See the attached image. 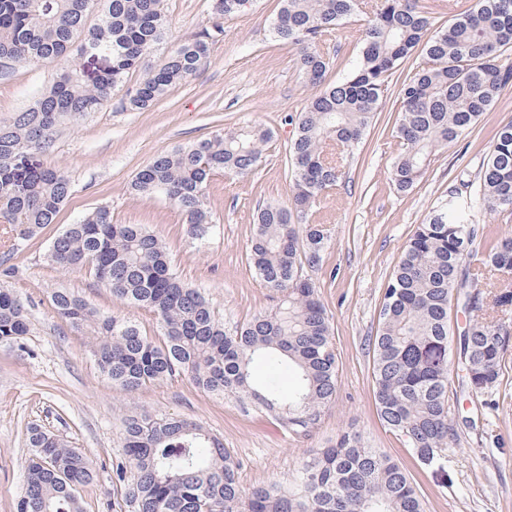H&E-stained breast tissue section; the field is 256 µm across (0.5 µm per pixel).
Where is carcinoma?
<instances>
[{
	"mask_svg": "<svg viewBox=\"0 0 512 512\" xmlns=\"http://www.w3.org/2000/svg\"><path fill=\"white\" fill-rule=\"evenodd\" d=\"M248 0H215L217 22L170 47L163 64L143 69L146 55L167 37L163 0H0V63L10 66L93 57L105 62L92 79L70 67L26 110L0 120V223L29 239L57 223L71 183L45 155L56 126L99 111L122 93L145 111L172 86L192 77L209 52L220 20ZM357 8L356 0H282L272 32L295 45L301 70L317 92L297 121L288 150L292 193L257 210L249 257L276 298L268 311L239 325L215 317L209 299L173 272L162 240L143 224H114L98 207L67 225L48 258L63 270H85L127 306L149 312L156 336L121 315L102 316L74 293L51 295L57 317L92 345L101 373L135 395L149 385L187 376L199 388L232 397L244 409L272 416L294 439L321 423L337 389L338 356L332 325L305 275L328 241L317 201L342 180L345 158L363 139L388 90L389 78L419 45L426 61L400 88V118L391 131L399 152L390 180L400 194L413 190L437 147L454 143L512 84V0H476L453 24L433 29L421 0H376L363 29L361 57L341 82L328 84L329 60L316 41ZM97 22L89 27V14ZM270 133L254 124L226 129L189 147L156 154L130 183V193H164L185 216L192 235L208 236L203 207L214 176L247 177L262 161ZM479 193L468 201L451 191L405 245L393 268L370 341L376 409L386 431L404 439L417 460L434 463L460 438L450 417L452 384L482 395L498 382L512 345V236L485 239L469 221L476 207L512 211V122L498 128L481 166ZM469 316L454 331L449 310ZM20 300L0 290V343L27 335ZM272 373L284 368L295 384L252 378L254 361ZM124 461L112 470L132 512H424L412 474L379 448L345 430L334 444L304 458L288 487L247 489L239 464L223 442L178 417L132 411L124 421ZM35 449L26 468L17 512H82L78 490L95 480L93 461L60 436L31 427Z\"/></svg>",
	"mask_w": 512,
	"mask_h": 512,
	"instance_id": "cac0c4a2",
	"label": "carcinoma"
}]
</instances>
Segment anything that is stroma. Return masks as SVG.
<instances>
[{
    "instance_id": "1",
    "label": "stroma",
    "mask_w": 512,
    "mask_h": 512,
    "mask_svg": "<svg viewBox=\"0 0 512 512\" xmlns=\"http://www.w3.org/2000/svg\"><path fill=\"white\" fill-rule=\"evenodd\" d=\"M280 0H251L224 19L198 72L171 87L149 111L131 110L112 97L100 111L58 126L45 157L71 181L58 221L28 241L0 224V259L14 277L0 276V290L23 303L30 331L20 342L0 344V512H16L25 491V465L33 456L26 429L38 424L89 455L97 478L80 488L83 512H117L121 500L112 467L123 458L122 424L132 410L189 418L218 437L240 464L244 486L287 484L313 449L346 429L397 460L414 477L426 512H512V348L504 355L494 410L471 391L451 404V417L476 420L460 441L431 465L420 464L402 439L386 432L376 411L369 374V340L393 267L419 224L448 191L467 182L476 193L478 172L496 130L512 121V86L458 142L436 148L420 182L397 193L389 164L390 137L399 119L398 91L422 60L414 54L390 78L373 124L344 164V178L321 202L330 237L319 265L308 275L331 318L339 358L336 398L319 427L302 440L234 400L197 388L189 378L148 387L128 396L100 372L86 339L53 312L50 295L74 292L99 313L136 320L156 334L153 317L133 310L97 286L85 271H65L47 259L63 227L105 206L118 224H143L165 244L181 280L204 291L217 316L244 323L272 302L248 258L253 215L259 204L287 201L291 181L286 153L296 122L314 89L306 83L297 49L277 39L271 23ZM169 41L211 27L213 0H164ZM362 26L350 18L323 37L330 58L328 82L345 78L357 60ZM61 63L16 66L0 76V118L24 110L50 86ZM255 120L272 133L261 163L244 179L213 177L204 199L213 224L207 240L192 238L182 212L163 194L137 197L129 185L152 157L188 146L218 131Z\"/></svg>"
}]
</instances>
